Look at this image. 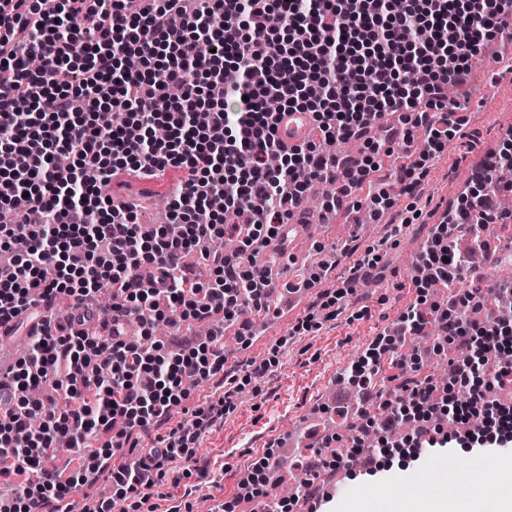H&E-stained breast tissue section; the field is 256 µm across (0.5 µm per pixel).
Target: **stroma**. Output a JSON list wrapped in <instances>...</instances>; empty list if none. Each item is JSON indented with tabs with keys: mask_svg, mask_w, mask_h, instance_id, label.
Listing matches in <instances>:
<instances>
[{
	"mask_svg": "<svg viewBox=\"0 0 512 512\" xmlns=\"http://www.w3.org/2000/svg\"><path fill=\"white\" fill-rule=\"evenodd\" d=\"M510 53V40L486 42L468 80L457 86L455 98L467 123L431 161L421 196L400 198L394 208L362 226L353 224L344 210L323 219L322 202L312 203L309 218L314 233L294 248L291 257L272 260L271 267L285 281L306 271L319 274L320 282L302 298L280 294L278 315L255 316L249 343H239L233 329H226L224 353L229 364L270 357L277 363L264 377L251 380L222 423L201 435L194 457L178 462L184 479L176 483L167 478L154 487L157 512H223L228 505L233 512H265L268 503L283 498L284 486L302 462L300 449L286 442L289 427H302L308 414L325 406L338 374L414 301L410 283L429 231L468 191L474 168L486 153L501 146L505 132L512 128V69L503 70L496 79L488 77L494 59ZM181 177L177 169L150 181L118 175L108 190L113 196L133 199L139 223L151 225L159 221L154 203L168 201ZM387 237L393 244L383 258L388 267L385 280L358 289L334 308L317 307L322 292L342 288L349 280L356 253ZM311 313L321 321V329L293 335V327ZM270 453L279 464L268 474L264 495L250 496L242 482L254 463ZM509 477L512 447L480 452L453 448L416 462L401 460L398 468L375 476L360 468L326 467L298 495L317 497L334 484L348 493L335 496L328 512H370V504L383 502L406 503L411 512H421L422 488L439 490L451 483L492 488Z\"/></svg>",
	"mask_w": 512,
	"mask_h": 512,
	"instance_id": "1",
	"label": "stroma"
}]
</instances>
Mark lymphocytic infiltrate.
<instances>
[{"instance_id": "lymphocytic-infiltrate-1", "label": "lymphocytic infiltrate", "mask_w": 512, "mask_h": 512, "mask_svg": "<svg viewBox=\"0 0 512 512\" xmlns=\"http://www.w3.org/2000/svg\"><path fill=\"white\" fill-rule=\"evenodd\" d=\"M0 0V250L16 239L28 249L0 265V318L17 315L51 293L74 296L89 309L103 291L112 311L135 317L139 336H80L67 323L46 319L27 354L12 367L14 403L0 415V456L15 478L0 512H36L70 501L90 475L108 473L111 496L82 512H112L130 501L133 512H156L150 490L191 458L206 429L234 409L242 391L230 376L220 394L195 406L174 428L190 383L224 370V328L250 340L247 310L269 311L268 274L256 262L288 218V202L306 198L312 183L343 177L366 190L353 211L379 215L398 196L415 194L416 168L427 167L464 124L448 106V87L460 83L489 33H499L512 0ZM277 15L280 29L267 25ZM95 17L92 28L81 22ZM210 49L202 53L200 42ZM142 65L129 71L127 56ZM186 95L157 109L169 88ZM311 113L327 142H363L362 152L335 156L301 145L283 148L278 112ZM400 113L402 149L409 163L385 169L376 159L385 144L372 136L366 115ZM164 125L165 139L153 129ZM424 131L416 143V131ZM182 169L164 224L138 223L135 205L115 203L112 177H141ZM512 167V133L475 172L465 196L436 225L418 257L425 274L413 279L417 296L393 334L373 341L346 373L368 394L383 355L413 384L387 394L380 416L360 426L341 466L363 454L406 451L411 459L438 448L512 446V333L484 307L482 289L456 290L469 260L448 242L449 226L467 228L488 250L485 225L503 216L492 172ZM224 208L209 211L213 197ZM252 211V224H229V211ZM236 239L232 254L210 243ZM201 254L200 277L188 259ZM449 287L447 307L423 305L430 288ZM207 322L205 339L180 351L153 338L157 323ZM435 325L463 355L453 361L451 387L438 396L418 380L417 355L395 350ZM166 428L155 446L132 462L115 463L134 435ZM82 455L79 471L64 477L46 465L59 439Z\"/></svg>"}]
</instances>
